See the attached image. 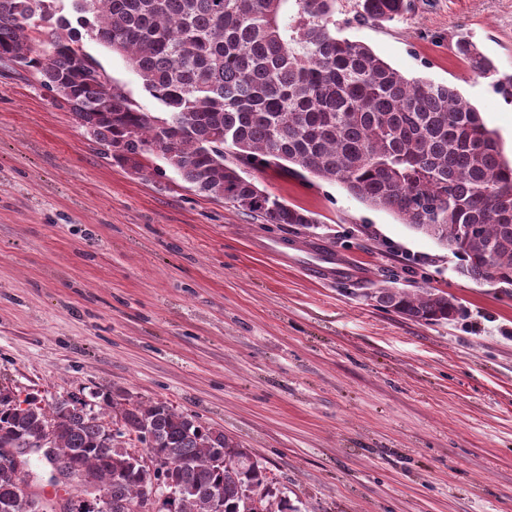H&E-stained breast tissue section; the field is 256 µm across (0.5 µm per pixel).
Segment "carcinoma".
Listing matches in <instances>:
<instances>
[{
	"label": "carcinoma",
	"mask_w": 512,
	"mask_h": 512,
	"mask_svg": "<svg viewBox=\"0 0 512 512\" xmlns=\"http://www.w3.org/2000/svg\"><path fill=\"white\" fill-rule=\"evenodd\" d=\"M52 2L0 0V62L33 72L116 164L158 151L199 193L268 224L307 227L317 223L310 211L240 170L308 173L435 239L460 261V275L512 293V162L498 137L453 87L410 80L366 44L336 37L335 0H295L296 14L284 21L286 0H86L77 16L43 24ZM359 6L361 20L390 22L408 0ZM85 21L98 44L126 58L165 116L86 75L100 63L83 47ZM455 49L512 98V74L465 37ZM464 224L476 225L477 235L462 236ZM368 297L421 325L463 315L454 297L435 289L381 285ZM47 433L55 459L78 481L67 512H125L128 503L163 495L165 471L176 491L157 512H216L215 488L224 490L223 512H298L269 491L274 474L247 462L240 442L165 402L100 391L46 408L0 388V448H35ZM135 453L156 470L132 465ZM44 462L0 464V512H54L56 500L30 483Z\"/></svg>",
	"instance_id": "cac0c4a2"
}]
</instances>
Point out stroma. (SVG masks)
<instances>
[{"mask_svg": "<svg viewBox=\"0 0 512 512\" xmlns=\"http://www.w3.org/2000/svg\"><path fill=\"white\" fill-rule=\"evenodd\" d=\"M357 3L336 0L337 37L455 87L512 156V102L454 53L469 37L512 73V0H409L379 25ZM82 43L162 114L125 58ZM244 172L317 224L206 197L156 152L121 167L30 72L0 65V387L169 402L241 441L300 512H512V294L340 184ZM258 238L339 251L363 273L322 282ZM388 278L465 314L420 325L384 311L367 291Z\"/></svg>", "mask_w": 512, "mask_h": 512, "instance_id": "obj_1", "label": "stroma"}]
</instances>
